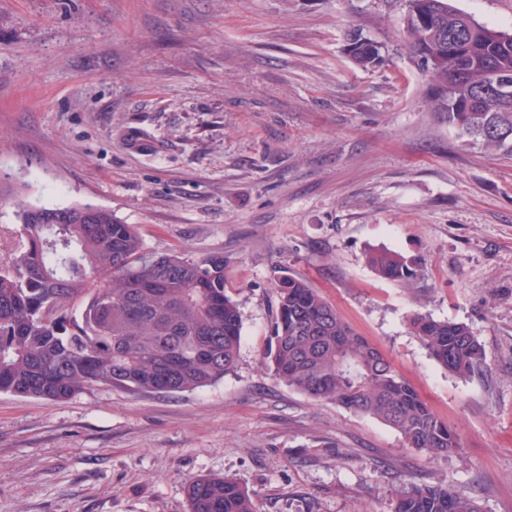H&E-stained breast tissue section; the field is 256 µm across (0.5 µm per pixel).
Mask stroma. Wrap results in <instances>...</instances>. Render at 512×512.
<instances>
[{
    "label": "stroma",
    "instance_id": "obj_1",
    "mask_svg": "<svg viewBox=\"0 0 512 512\" xmlns=\"http://www.w3.org/2000/svg\"><path fill=\"white\" fill-rule=\"evenodd\" d=\"M512 32V0H449ZM401 0H0V259L16 202L93 204L153 253L224 257L242 336L192 392L0 393V512H189L238 481L258 512H393L410 483L512 512V156L427 106ZM385 64L347 54L350 32ZM421 265L402 284L368 262ZM288 271L315 288L461 438L433 458L317 402L264 356ZM467 324L482 370L449 373L415 315ZM382 49L381 45L358 33H352L348 38V55L357 65L364 68L376 67L386 61ZM189 512H258L255 499L238 482L200 476L187 488Z\"/></svg>",
    "mask_w": 512,
    "mask_h": 512
}]
</instances>
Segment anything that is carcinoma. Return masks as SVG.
Here are the masks:
<instances>
[{
	"instance_id": "carcinoma-1",
	"label": "carcinoma",
	"mask_w": 512,
	"mask_h": 512,
	"mask_svg": "<svg viewBox=\"0 0 512 512\" xmlns=\"http://www.w3.org/2000/svg\"><path fill=\"white\" fill-rule=\"evenodd\" d=\"M406 38L430 80L429 104L466 141L512 155V96L491 77L512 79V33L475 21L448 0H404ZM347 52L364 68L385 62L382 46L358 34ZM26 244L0 261V392L55 402L94 387L189 392L236 364L242 322L226 293L224 257L146 251L131 224L91 204L22 205ZM375 272L408 284L415 263L392 252L369 255ZM267 359L289 387L377 419L410 447L437 457L461 450L387 356L356 335L304 280L277 278ZM430 357L461 377L478 371L482 345L464 323L418 314L412 320ZM189 512H258L238 482L200 476L187 488ZM394 512H481L448 487L395 490Z\"/></svg>"
}]
</instances>
